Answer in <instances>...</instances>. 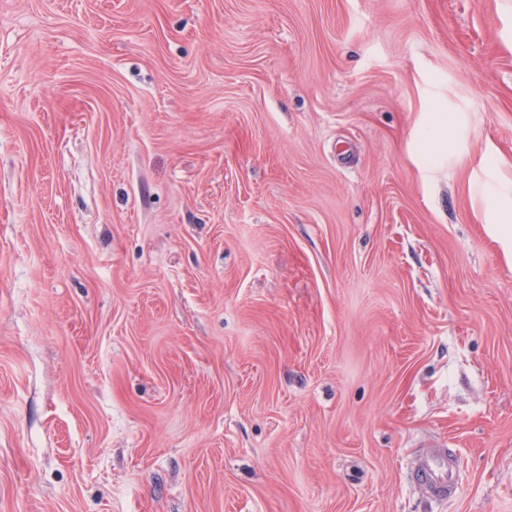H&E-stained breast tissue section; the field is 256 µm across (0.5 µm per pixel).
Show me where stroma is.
Listing matches in <instances>:
<instances>
[{
    "mask_svg": "<svg viewBox=\"0 0 512 512\" xmlns=\"http://www.w3.org/2000/svg\"><path fill=\"white\" fill-rule=\"evenodd\" d=\"M510 202L512 0H0V512H512ZM414 481L436 500H449L459 491L458 465L446 449L425 457L414 472Z\"/></svg>",
    "mask_w": 512,
    "mask_h": 512,
    "instance_id": "35a3bbf8",
    "label": "stroma"
}]
</instances>
